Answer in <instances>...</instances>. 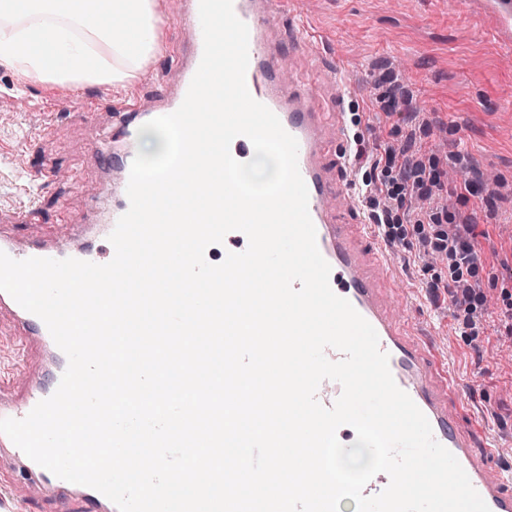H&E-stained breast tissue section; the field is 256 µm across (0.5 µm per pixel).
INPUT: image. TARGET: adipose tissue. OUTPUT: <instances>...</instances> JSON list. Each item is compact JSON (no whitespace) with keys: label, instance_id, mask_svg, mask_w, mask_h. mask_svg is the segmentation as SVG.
<instances>
[{"label":"adipose tissue","instance_id":"obj_1","mask_svg":"<svg viewBox=\"0 0 512 512\" xmlns=\"http://www.w3.org/2000/svg\"><path fill=\"white\" fill-rule=\"evenodd\" d=\"M158 0H0V64L47 86L121 84L163 50ZM175 145L161 126L140 137V164L157 173Z\"/></svg>","mask_w":512,"mask_h":512}]
</instances>
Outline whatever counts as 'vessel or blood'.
<instances>
[{
    "label": "vessel or blood",
    "mask_w": 512,
    "mask_h": 512,
    "mask_svg": "<svg viewBox=\"0 0 512 512\" xmlns=\"http://www.w3.org/2000/svg\"><path fill=\"white\" fill-rule=\"evenodd\" d=\"M479 13L492 25L500 43L512 47V0H476ZM234 11L249 29V65L246 84L251 96L266 105L299 145L298 167L309 194L308 210L316 229L317 247L331 266L332 291L348 300L376 330L382 351L389 356L391 374L429 420L434 438L445 446L466 471L490 512H512V469L498 449L483 447L486 435L475 423L464 421V408L455 387L433 347L423 344L410 325L393 314L396 284L388 252L370 243V224L351 207L356 181L344 160L353 141L343 120V106L320 111L314 93L300 89L285 76L278 41L280 22L288 24V42L303 47L306 33L296 12H285L283 0H233ZM182 37L172 52L176 78L152 104L138 102L113 107L117 132L111 142L91 143L90 151L99 180L90 198L93 222L73 225L66 236L33 241L20 233L24 218L41 207V190L60 171L49 165L39 170L37 187L26 207L5 215L0 211V251L11 258H76L102 263L107 243L118 219L130 206L126 193L137 132L144 123L174 112L182 103L203 54L199 0H180L171 20ZM349 223H341L339 212ZM9 316L15 331L26 338L28 349L39 352L50 368L49 380L35 376L21 392L0 390V418H23L57 389L67 367V357L54 342L44 322L0 291V317ZM9 456L22 470L33 493L75 498L89 503L94 512H117L100 492L64 481L29 459L6 435L0 434V456Z\"/></svg>",
    "instance_id": "vessel-or-blood-1"
}]
</instances>
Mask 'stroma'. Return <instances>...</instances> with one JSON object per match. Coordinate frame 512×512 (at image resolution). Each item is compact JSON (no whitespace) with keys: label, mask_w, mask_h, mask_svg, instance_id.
Here are the masks:
<instances>
[{"label":"stroma","mask_w":512,"mask_h":512,"mask_svg":"<svg viewBox=\"0 0 512 512\" xmlns=\"http://www.w3.org/2000/svg\"><path fill=\"white\" fill-rule=\"evenodd\" d=\"M309 38L285 68L316 93L335 91L333 74L316 63L339 58L344 69L345 122L361 137L364 157L384 150L433 162L442 184L475 179L480 196L454 199L455 212L473 214V233L484 260L478 271L485 302L475 335L462 333L463 311L449 287L447 261L428 262L411 227L425 207L413 200L394 222L407 228L390 245L392 275L409 305L401 315L437 349L459 385L458 398L512 461V313L502 290L512 291V60L493 32L475 17L469 0H294ZM171 76L159 57L119 86L47 89L0 65V208H15L32 174L49 163L77 173L74 182L48 187L32 237L60 235L86 220V193L95 183L87 130L79 113L108 111L134 99L150 102ZM397 91L399 108L389 115L379 102ZM66 100L68 117L50 134L29 120L45 104ZM23 343L9 320L0 321V388L23 389L38 364L18 362ZM0 512H91L86 504L35 496L22 472L0 469Z\"/></svg>","instance_id":"stroma-1"}]
</instances>
